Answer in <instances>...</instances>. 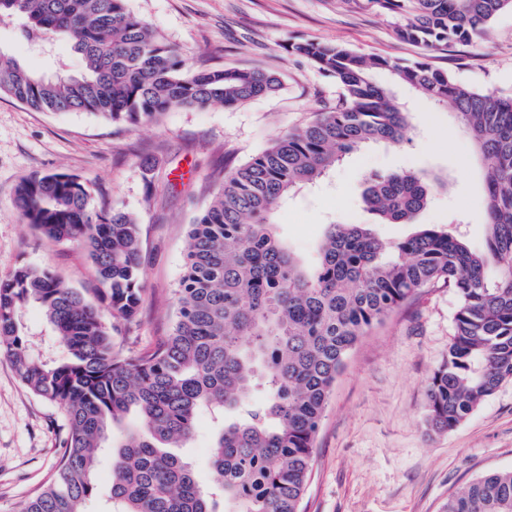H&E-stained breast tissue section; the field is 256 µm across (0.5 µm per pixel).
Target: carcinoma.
<instances>
[{"instance_id":"cac0c4a2","label":"carcinoma","mask_w":512,"mask_h":512,"mask_svg":"<svg viewBox=\"0 0 512 512\" xmlns=\"http://www.w3.org/2000/svg\"><path fill=\"white\" fill-rule=\"evenodd\" d=\"M399 15L397 35L428 52L484 38L512 0H350ZM27 41L66 36L86 62L77 77L42 76L0 53V97L41 112H86L112 124L155 125L174 109L231 108L283 88L262 67L205 66L183 74L179 49L130 12L126 0H0ZM336 81V105L314 113L244 165L216 173L210 205L189 225V252L172 329L149 354L120 353L109 318L131 322L145 297L139 224L117 201L91 203L67 173H33L14 205L42 236L81 247L105 309L53 272L21 264L0 280V355L68 421L53 479L20 512H85L97 493L99 452L135 412L139 429L112 446L118 512H302L314 443L348 353L427 288L453 289L448 354L427 384V423L451 431L512 381V97L476 90L422 60L365 57L316 40L288 44ZM395 79L451 108L485 164L486 248L455 229L423 225L382 241L366 224L326 225L317 263L305 266L273 216L359 148L401 143L409 112L371 78ZM437 177L372 175L362 202L385 224H413ZM31 303L67 357L31 354L20 314ZM214 422L209 488L169 449ZM444 512H512V469L477 478Z\"/></svg>"}]
</instances>
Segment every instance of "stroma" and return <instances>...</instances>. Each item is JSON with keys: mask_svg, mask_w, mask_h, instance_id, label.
Segmentation results:
<instances>
[{"mask_svg": "<svg viewBox=\"0 0 512 512\" xmlns=\"http://www.w3.org/2000/svg\"><path fill=\"white\" fill-rule=\"evenodd\" d=\"M183 53L186 70L213 66L278 70L272 96L204 112L177 110L160 124L129 128L84 112H36L0 97V280L21 263L47 269L86 296L97 286L83 251L39 236L14 207L15 189L35 173L76 175L94 201H119L138 217L147 293L136 320L117 322L121 351L151 352L173 320L187 254L188 225L210 202L215 170L238 166L282 133L306 124L336 101L333 79L306 58L286 53L292 39L341 44L367 56L424 57L399 39V16L347 0H127ZM0 53L46 74H77L82 56L58 39L41 49L20 38L15 21H0ZM470 87L512 97V10L499 13L488 36L429 57ZM376 79L411 108L403 143L370 145L348 155L319 186L290 197L275 214L277 230L303 262L317 259L326 224L372 225L384 240L411 235L416 224L461 220L468 244L487 237L483 173L448 110L434 109L388 73ZM424 172L447 180L416 224H379L361 192L369 175ZM456 296L435 287L362 337L336 379L316 439L305 512H442L449 495L496 469H512V381L503 383L457 428L430 431L428 378L448 352ZM21 322L34 353L64 355L37 305ZM68 430L63 411L34 395L0 355V512H18L54 475Z\"/></svg>", "mask_w": 512, "mask_h": 512, "instance_id": "stroma-1", "label": "stroma"}]
</instances>
